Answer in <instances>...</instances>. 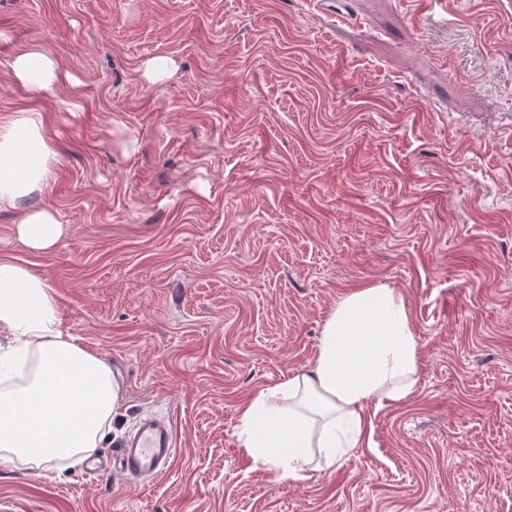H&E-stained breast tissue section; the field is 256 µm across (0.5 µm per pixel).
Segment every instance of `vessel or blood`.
Returning <instances> with one entry per match:
<instances>
[{"mask_svg": "<svg viewBox=\"0 0 512 512\" xmlns=\"http://www.w3.org/2000/svg\"><path fill=\"white\" fill-rule=\"evenodd\" d=\"M177 451V434L172 421L146 415L135 430L112 452L111 466L126 479L138 482L167 472Z\"/></svg>", "mask_w": 512, "mask_h": 512, "instance_id": "vessel-or-blood-1", "label": "vessel or blood"}]
</instances>
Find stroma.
<instances>
[{
    "mask_svg": "<svg viewBox=\"0 0 512 512\" xmlns=\"http://www.w3.org/2000/svg\"><path fill=\"white\" fill-rule=\"evenodd\" d=\"M33 45L74 78L56 99L7 67ZM33 105L56 159L0 257L123 384L95 457L149 412L178 448L144 484L0 467V512H512V0H0V115ZM34 205L65 228L45 251L15 232ZM371 283L410 304L417 389L310 481L253 466L241 407Z\"/></svg>",
    "mask_w": 512,
    "mask_h": 512,
    "instance_id": "obj_1",
    "label": "stroma"
}]
</instances>
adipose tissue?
I'll return each mask as SVG.
<instances>
[{"label":"adipose tissue","instance_id":"ef3b65f1","mask_svg":"<svg viewBox=\"0 0 512 512\" xmlns=\"http://www.w3.org/2000/svg\"><path fill=\"white\" fill-rule=\"evenodd\" d=\"M14 81L35 98L55 97L67 74L48 51L12 56ZM55 151L47 116L31 107L0 115V206L49 185ZM31 249L63 235L55 210L34 206L16 225ZM0 465L22 460L44 472L95 450L123 403L109 365L64 335L55 293L43 276L0 258ZM419 350L411 308L383 283L341 297L326 319L311 370L259 389L241 409V453L278 478L314 472L370 447L380 408L418 387Z\"/></svg>","mask_w":512,"mask_h":512}]
</instances>
